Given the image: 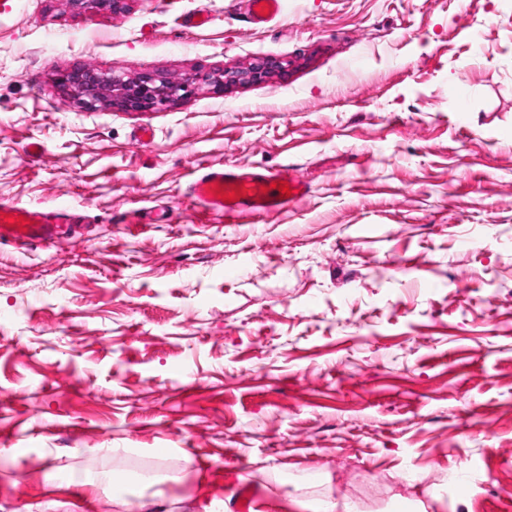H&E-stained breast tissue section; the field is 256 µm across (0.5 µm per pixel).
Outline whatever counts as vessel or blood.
Returning a JSON list of instances; mask_svg holds the SVG:
<instances>
[{
	"label": "vessel or blood",
	"mask_w": 512,
	"mask_h": 512,
	"mask_svg": "<svg viewBox=\"0 0 512 512\" xmlns=\"http://www.w3.org/2000/svg\"><path fill=\"white\" fill-rule=\"evenodd\" d=\"M308 193L307 184L297 176L281 172L251 171L224 165L205 167L189 186V195L211 214L232 222L239 214L267 215L284 209ZM67 209L46 210L0 203V244L24 251L34 247H55L61 228L71 223Z\"/></svg>",
	"instance_id": "vessel-or-blood-1"
}]
</instances>
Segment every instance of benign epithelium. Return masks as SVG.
<instances>
[{"instance_id": "7a95c632", "label": "benign epithelium", "mask_w": 512, "mask_h": 512, "mask_svg": "<svg viewBox=\"0 0 512 512\" xmlns=\"http://www.w3.org/2000/svg\"><path fill=\"white\" fill-rule=\"evenodd\" d=\"M127 0H68L76 13L92 11L114 14L122 11ZM281 67L275 61H260L243 69H225L219 73H198L192 79L172 81L161 76L141 75L124 79L99 72L87 65L76 66L67 76L70 92L88 107L109 104L122 110L143 112L186 99L202 81L217 92L228 85L244 84L266 78L272 70Z\"/></svg>"}]
</instances>
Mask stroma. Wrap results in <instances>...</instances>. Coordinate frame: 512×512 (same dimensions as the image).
<instances>
[{
	"label": "stroma",
	"instance_id": "1",
	"mask_svg": "<svg viewBox=\"0 0 512 512\" xmlns=\"http://www.w3.org/2000/svg\"><path fill=\"white\" fill-rule=\"evenodd\" d=\"M221 163L309 192L228 224L188 196ZM0 198L79 216L0 248V512H113L103 468L146 512H512V0H0ZM128 0H68L76 13L92 11L99 14H114L122 11ZM281 0H248L249 14L257 22H265L277 16ZM277 68H281L279 62L260 61L243 69H224L216 74L198 73L192 79L172 81L149 74L124 79L87 65H77L68 74L66 84L85 106L109 104L126 111L143 112L188 98L200 81L208 83L216 92H222L228 85L260 81Z\"/></svg>",
	"mask_w": 512,
	"mask_h": 512
}]
</instances>
